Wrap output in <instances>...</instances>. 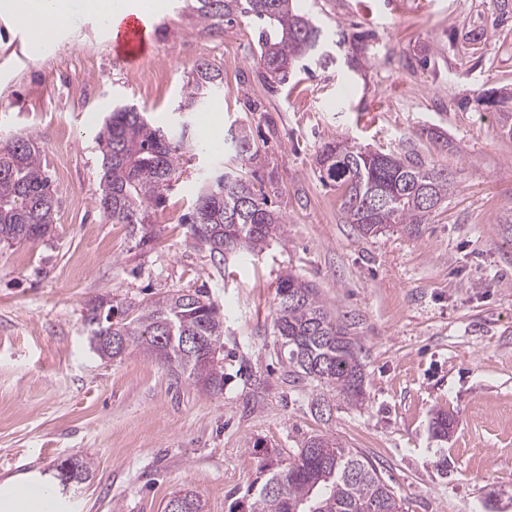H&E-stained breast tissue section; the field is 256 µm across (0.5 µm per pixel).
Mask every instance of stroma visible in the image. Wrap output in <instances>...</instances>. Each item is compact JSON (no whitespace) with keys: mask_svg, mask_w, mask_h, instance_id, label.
<instances>
[{"mask_svg":"<svg viewBox=\"0 0 512 512\" xmlns=\"http://www.w3.org/2000/svg\"><path fill=\"white\" fill-rule=\"evenodd\" d=\"M163 2L132 66L97 20L77 19L35 58L27 28L0 18V142L32 139L58 205L51 237L0 245V487L43 482L83 457L91 478L57 496L56 512H164L183 488L205 512H247L267 468L324 433L364 452L404 512H512V240L500 230L512 223V138L481 102L512 94V0H297L325 32L363 35L365 51L354 71L295 67L275 92L258 78L250 17L231 13L212 31L186 0ZM202 61L224 81L197 112L179 113ZM118 105L196 133L211 111L221 117L150 207L144 247L96 206V129ZM240 124L287 231L221 263L180 218L202 175L229 163L225 138ZM332 139L414 148L455 189L419 233L360 236L320 177L317 155ZM289 273L351 323L363 407L339 403L324 419L310 389L284 381L273 321ZM195 288L224 313L223 392L136 352L106 361L89 351L88 300ZM440 408L455 418L445 441L431 430Z\"/></svg>","mask_w":512,"mask_h":512,"instance_id":"1","label":"stroma"}]
</instances>
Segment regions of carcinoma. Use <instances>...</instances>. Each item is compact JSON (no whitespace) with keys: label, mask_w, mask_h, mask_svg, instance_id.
Listing matches in <instances>:
<instances>
[{"label":"carcinoma","mask_w":512,"mask_h":512,"mask_svg":"<svg viewBox=\"0 0 512 512\" xmlns=\"http://www.w3.org/2000/svg\"><path fill=\"white\" fill-rule=\"evenodd\" d=\"M197 16L210 30L224 16L241 10L256 19L261 78L271 89L288 80L300 61L331 62L327 36L293 0H197ZM223 73L208 63L196 66L183 92L179 109L192 111L204 95L219 87ZM499 132L512 137V106L505 97L492 101ZM105 167L98 199L103 215L114 224L133 229L146 224L148 209L163 200V190L179 169L183 156L200 147L187 124L163 129L151 125L132 106L112 110L98 136ZM234 169L215 171L202 179L191 212L181 223L190 225L193 240L224 260L241 249L261 251L287 231L286 221L267 205L266 195L243 170L256 163L258 152L243 126L229 130ZM322 178L341 190L347 223L361 236H375L402 224L417 232L433 210L452 192L455 179L446 169L425 163L410 150L380 158L345 141L324 143L317 157ZM57 201L50 189L32 139L19 137L0 148V244H21L51 235ZM274 329L279 353L295 383L312 385V405L321 414L332 412V401L350 406L365 402L364 374L358 342L347 325L329 312L317 288L297 275L277 285ZM97 307H86L90 349L102 359H117L138 351L177 375L204 388H224V314L199 289H179L158 299L126 307L117 320L96 322ZM112 334L120 345L108 348ZM455 419L445 410L432 418L435 437L453 432ZM68 480L90 478L91 462L68 458ZM249 512H403L401 502L379 475L376 465L354 448L326 434L303 440L282 468L249 490ZM178 512H204L190 489L172 494Z\"/></svg>","instance_id":"carcinoma-1"}]
</instances>
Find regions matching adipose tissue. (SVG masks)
I'll return each mask as SVG.
<instances>
[{
    "label": "adipose tissue",
    "instance_id": "adipose-tissue-1",
    "mask_svg": "<svg viewBox=\"0 0 512 512\" xmlns=\"http://www.w3.org/2000/svg\"><path fill=\"white\" fill-rule=\"evenodd\" d=\"M157 12L156 0H0V17L27 24L28 48L34 56L42 54L50 36L67 30L76 18L116 27L128 16L144 21Z\"/></svg>",
    "mask_w": 512,
    "mask_h": 512
}]
</instances>
